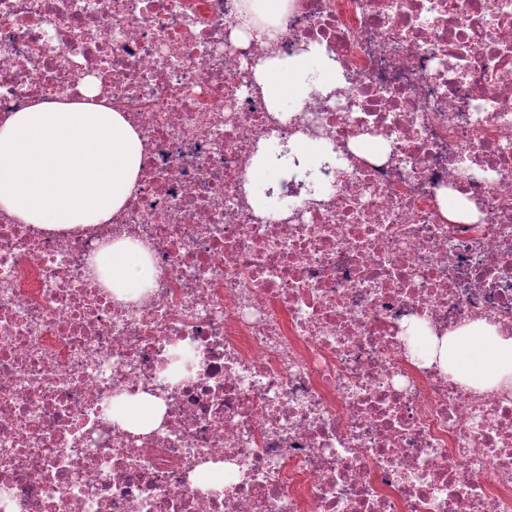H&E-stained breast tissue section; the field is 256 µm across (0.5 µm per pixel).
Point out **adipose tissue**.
<instances>
[{"instance_id": "ef3b65f1", "label": "adipose tissue", "mask_w": 512, "mask_h": 512, "mask_svg": "<svg viewBox=\"0 0 512 512\" xmlns=\"http://www.w3.org/2000/svg\"><path fill=\"white\" fill-rule=\"evenodd\" d=\"M311 69L304 55L271 65L261 76L269 102L304 96ZM140 163L141 143L120 113L91 100L37 103L0 125V210L56 232L108 222L133 189ZM93 264L107 267L119 295L146 274L122 243ZM439 359L469 387L512 388V335L487 322L449 335Z\"/></svg>"}]
</instances>
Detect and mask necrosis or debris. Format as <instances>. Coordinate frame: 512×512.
I'll list each match as a JSON object with an SVG mask.
<instances>
[{"mask_svg":"<svg viewBox=\"0 0 512 512\" xmlns=\"http://www.w3.org/2000/svg\"><path fill=\"white\" fill-rule=\"evenodd\" d=\"M90 89L142 163L108 223L0 212V512H512V394L409 337L512 335V0H0V124ZM311 69L312 60L305 55L271 65L260 74L269 102L277 105L288 97H302L308 90L307 79L324 80L314 77ZM132 250L144 254L141 248L131 249L124 243H116L103 250L92 262L94 267H107L112 289L119 297L128 289L138 288L146 274L145 266L134 257ZM158 411L145 397H135L124 406L114 410L113 417L119 419L130 428L144 429L149 427L157 418Z\"/></svg>","mask_w":512,"mask_h":512,"instance_id":"obj_1","label":"necrosis or debris"}]
</instances>
